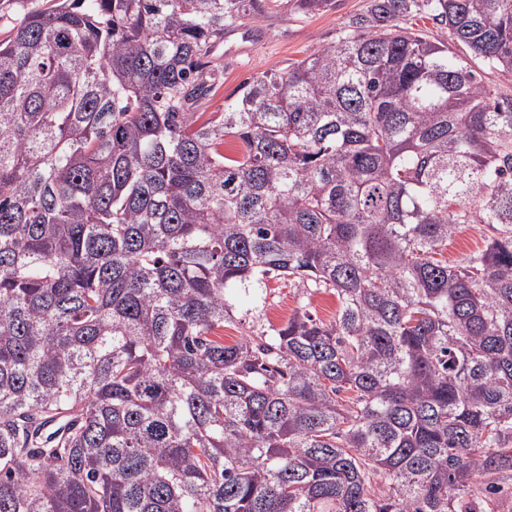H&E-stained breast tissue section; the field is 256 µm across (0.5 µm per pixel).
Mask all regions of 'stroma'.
I'll use <instances>...</instances> for the list:
<instances>
[{
    "instance_id": "stroma-1",
    "label": "stroma",
    "mask_w": 512,
    "mask_h": 512,
    "mask_svg": "<svg viewBox=\"0 0 512 512\" xmlns=\"http://www.w3.org/2000/svg\"><path fill=\"white\" fill-rule=\"evenodd\" d=\"M366 0H331L328 8L313 16H293L268 0L267 14L252 30H239L225 35L213 59L224 67V82L203 105V112L223 111L226 102L238 94L240 85L260 71H282L288 65L303 59L314 50L331 44L348 19L363 10ZM253 297L240 294L236 300L238 311L257 305ZM308 305L311 313L321 321L332 320L338 308L336 297L328 292L315 294L304 300L301 290L285 279L270 278L259 317L247 319L245 324L225 325V343L238 341L246 327L280 325L289 316Z\"/></svg>"
}]
</instances>
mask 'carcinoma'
<instances>
[{"mask_svg": "<svg viewBox=\"0 0 512 512\" xmlns=\"http://www.w3.org/2000/svg\"><path fill=\"white\" fill-rule=\"evenodd\" d=\"M13 2L0 512H497L512 93L482 74L512 73V0H367L202 123L213 50L263 0ZM466 224L485 248L450 265ZM271 276L336 317L224 344ZM308 308L317 319L328 322L336 317L338 302L336 296L333 294L322 292L312 297L311 304Z\"/></svg>", "mask_w": 512, "mask_h": 512, "instance_id": "1", "label": "carcinoma"}]
</instances>
